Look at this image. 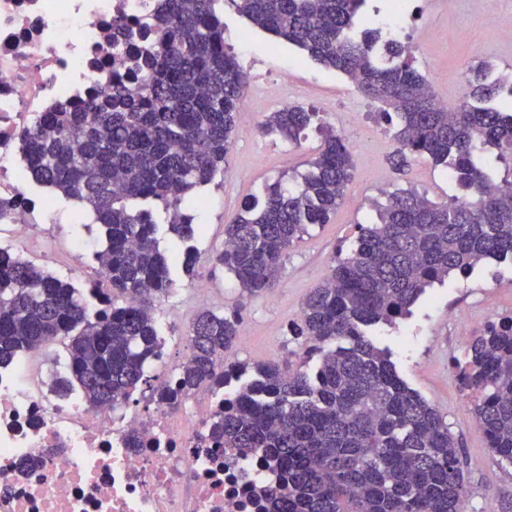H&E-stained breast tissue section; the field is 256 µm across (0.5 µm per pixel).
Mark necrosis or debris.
I'll return each instance as SVG.
<instances>
[{
	"label": "necrosis or debris",
	"mask_w": 512,
	"mask_h": 512,
	"mask_svg": "<svg viewBox=\"0 0 512 512\" xmlns=\"http://www.w3.org/2000/svg\"><path fill=\"white\" fill-rule=\"evenodd\" d=\"M163 0H0V197H22L0 241L23 257L37 241L50 190L29 194L22 138L42 113L106 97L112 80L138 88L133 59ZM41 348L0 367V512H263L279 471L213 437L223 400L184 397L174 378L148 405L92 408L45 389ZM173 400H165V393Z\"/></svg>",
	"instance_id": "obj_1"
}]
</instances>
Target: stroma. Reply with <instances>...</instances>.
I'll list each match as a JSON object with an SVG mask.
<instances>
[{
	"mask_svg": "<svg viewBox=\"0 0 512 512\" xmlns=\"http://www.w3.org/2000/svg\"><path fill=\"white\" fill-rule=\"evenodd\" d=\"M407 3L415 23H429L450 32L465 29L482 42L476 58L471 56L468 43L452 39L431 42L416 52V68L428 78L448 109L460 104L461 73L476 60L491 62L499 73H512V48L500 37L488 34V22L475 16L473 0H455L447 12L436 0ZM224 40L248 72L273 78L281 70L291 71L293 85L301 92L300 106L318 112L320 121L335 126L344 138L362 140L363 147L353 155L354 177L330 221L310 227L289 247L280 280L270 294L246 302L233 277L213 266L211 254L223 247L225 224L243 212L246 202L262 199L266 187L281 177L308 171L310 160L321 146V136L316 130H308L306 139L295 145L259 134L258 122L276 109L275 103L268 101L260 102L253 123H238L223 171L200 190L208 199L207 206L193 212L195 223L202 228L195 241L200 252L195 274L190 277L182 269H175L169 294L154 303L163 343L162 357L146 369L147 376L154 380L177 372L189 352L191 324L204 306L224 313L240 310L242 325L252 330L251 343L228 351L225 363L252 367L279 360L295 368L307 365V345L291 334L290 327L298 321L310 289L323 283L338 260L354 246L359 225L375 223L378 206L397 190L411 189L435 201L446 200L458 191L443 168L427 160L412 158L404 169L395 167L392 129L369 110L368 100L342 74L254 27L229 6L224 9ZM360 107L365 110L361 116L356 113ZM42 220L56 256L72 267L68 281L86 288L91 271L74 255L72 247L98 238L99 228L91 215L74 201L58 196ZM196 278L211 287L203 305L190 288ZM452 308L468 315L472 324L469 333H461L449 320ZM503 317H512V265L485 262L468 276L452 277L445 284L427 289L408 318L375 329V343L391 351L400 377L446 418L465 470L464 512H512V463L501 460L488 448L471 403L459 387L455 368L472 337L480 334L488 322Z\"/></svg>",
	"mask_w": 512,
	"mask_h": 512,
	"instance_id": "1",
	"label": "stroma"
}]
</instances>
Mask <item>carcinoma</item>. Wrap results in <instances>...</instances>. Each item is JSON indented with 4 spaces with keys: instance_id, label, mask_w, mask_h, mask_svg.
Segmentation results:
<instances>
[{
    "instance_id": "obj_1",
    "label": "carcinoma",
    "mask_w": 512,
    "mask_h": 512,
    "mask_svg": "<svg viewBox=\"0 0 512 512\" xmlns=\"http://www.w3.org/2000/svg\"><path fill=\"white\" fill-rule=\"evenodd\" d=\"M253 26L344 74L394 128L397 164L421 157L448 171L463 195L435 202L398 190L359 225L355 247L308 294L294 335L310 343L314 372L272 360L246 371L224 364L239 340V318L203 310L190 331L179 391L239 382L224 400L217 437L239 452L277 461L272 512H463L464 472L443 416L400 378L366 329L411 315L426 289L478 264L512 262V171L499 181L478 166L497 150L512 159V108L490 102L508 79L480 63L464 72L453 112L413 66L408 42L356 34L366 0H168L154 38L134 60L147 81L133 94L115 81L111 96L81 109L43 113L25 146L35 183L85 205L101 227L97 260L111 289L83 293L34 263L0 251V366L22 352L67 341L69 378L95 408L152 388L147 364L160 356L150 301L186 274L196 246L167 255L149 205L169 215L167 232L190 243L200 228L184 213L187 195L211 184L232 149L249 75L224 47V2ZM316 128L323 146L300 189L277 182L227 225L212 262L245 300L274 288L295 240L336 211L352 177V150L318 113L288 105L260 124L293 144ZM123 298L117 305L114 297ZM487 445L512 463V317L472 338L456 364Z\"/></svg>"
}]
</instances>
